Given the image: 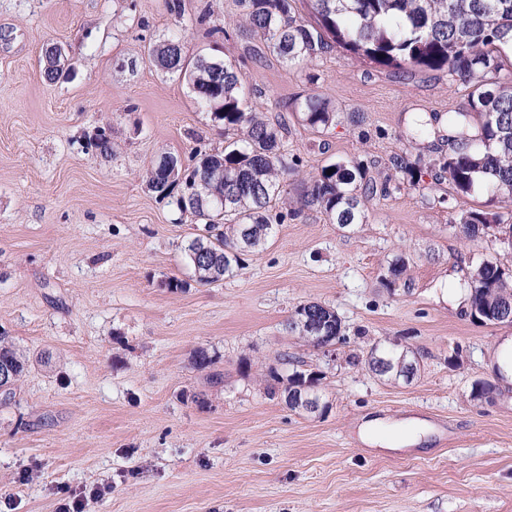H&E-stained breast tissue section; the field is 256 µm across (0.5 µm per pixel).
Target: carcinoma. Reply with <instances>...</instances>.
Wrapping results in <instances>:
<instances>
[{"instance_id": "cac0c4a2", "label": "carcinoma", "mask_w": 512, "mask_h": 512, "mask_svg": "<svg viewBox=\"0 0 512 512\" xmlns=\"http://www.w3.org/2000/svg\"><path fill=\"white\" fill-rule=\"evenodd\" d=\"M314 20L296 15V0H237L242 26L259 38L263 49L285 65H300L341 48L374 65L406 73L413 68L445 72L453 81L473 87L469 107L448 113L451 153L434 158L429 170L446 178L459 196L477 184L494 196L512 201V80L501 82L499 46L512 43V0H309ZM181 35L153 44L149 62L186 80L198 104L224 126V150H196L193 164L172 153L166 170L153 163L144 176L146 188L180 214H190L203 233L184 248L196 281L211 285L234 273L242 256L263 248L284 220L272 214V202L284 192L288 175L300 159L288 162L284 139L288 123L253 112V89L233 61L202 57L190 63ZM335 109L316 96L301 105V120L325 129ZM391 167L419 184L421 170L403 155L390 157ZM224 168V182L210 170ZM332 173H327V170ZM388 192L362 162L339 160L324 165L299 194L302 209H316L329 223L347 226L364 220L361 198ZM468 238L489 224H512V209L502 212L463 210L455 219ZM471 278L459 289L467 306L487 323L498 320L499 307L512 303V274L483 254L471 259ZM11 374L0 379V406L15 397L14 385L26 360L6 336H0V367ZM320 374L292 369L291 390L313 385L320 393Z\"/></svg>"}]
</instances>
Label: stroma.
Instances as JSON below:
<instances>
[{
    "mask_svg": "<svg viewBox=\"0 0 512 512\" xmlns=\"http://www.w3.org/2000/svg\"><path fill=\"white\" fill-rule=\"evenodd\" d=\"M183 4L178 22L166 0H0V334L27 359L0 407V512H57L92 487L83 512H512V381L494 364L512 325L474 321L458 293L474 255L512 269L497 225L469 239L454 222L489 209L487 190L462 198L431 174L416 187L397 175L389 195L363 198L365 223L304 211L201 285L182 256L197 225L142 180L159 153L224 146L186 81L147 60L179 25L190 53L236 62L252 109L286 111L285 153L302 160L294 195L340 159L375 175L395 153H447L440 135L414 137L411 118L467 107L468 88L339 48L287 67L250 54L258 40L239 30L235 0ZM203 13L232 37L209 36ZM49 44L74 67L52 84ZM313 95L336 108L328 129L296 116ZM102 128L108 157L92 145ZM309 302L342 321L336 360L288 328ZM394 342L418 359L412 381L348 360ZM288 355L321 373L325 411L286 405ZM483 379L497 390L478 403ZM375 417L389 438L410 419L428 435L398 450L363 443L357 427Z\"/></svg>",
    "mask_w": 512,
    "mask_h": 512,
    "instance_id": "1",
    "label": "stroma"
}]
</instances>
